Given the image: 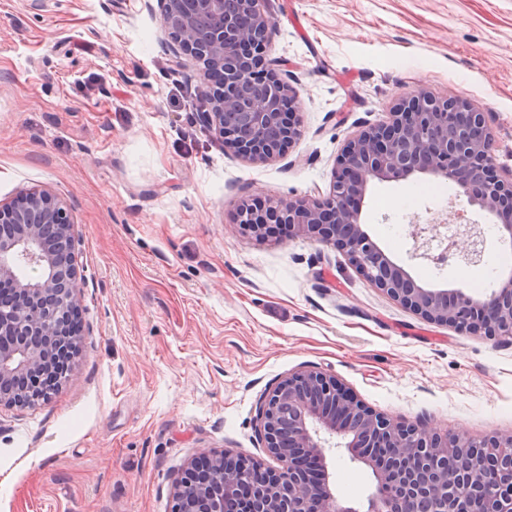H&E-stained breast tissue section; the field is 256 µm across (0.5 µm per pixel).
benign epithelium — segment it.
Masks as SVG:
<instances>
[{
  "label": "benign epithelium",
  "mask_w": 512,
  "mask_h": 512,
  "mask_svg": "<svg viewBox=\"0 0 512 512\" xmlns=\"http://www.w3.org/2000/svg\"><path fill=\"white\" fill-rule=\"evenodd\" d=\"M165 31L174 34V55L202 63L195 75L207 101L200 120L213 127L224 149L269 159L299 138L290 88L266 71L276 32L266 0H156ZM388 124L357 133L336 161L330 194L322 200H279L245 204L238 221L256 237L276 225L290 237L331 244L356 270L396 301L437 323L490 339L512 342V274L498 288L475 297L462 290L424 288L394 263L361 224V203L370 181L426 176L462 189L468 202L494 216L512 242V178L500 179L492 163L493 138L483 113L450 96L417 93L399 102ZM423 258L466 266L483 260L486 241L476 224L411 225ZM74 222L52 192L30 190L0 203V285L13 286L17 301L0 306V406H28L21 386L28 374L63 352L78 351L80 333L69 325L75 310L78 268ZM446 243L439 257L431 245ZM22 265L39 269L18 276ZM266 448L278 470L228 452L202 451L206 474L191 471L176 492L175 512H224L225 502L246 498L245 512H398L400 495L431 501V512H512V483H490L488 470L512 469V432L483 439L441 434L393 422L358 400L335 376L320 370L288 375L259 408ZM343 440L355 460L368 466L376 487L366 510L341 504L329 487L323 435ZM375 448H390L382 457Z\"/></svg>",
  "instance_id": "obj_1"
}]
</instances>
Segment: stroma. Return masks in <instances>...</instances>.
Here are the masks:
<instances>
[{
	"instance_id": "1",
	"label": "stroma",
	"mask_w": 512,
	"mask_h": 512,
	"mask_svg": "<svg viewBox=\"0 0 512 512\" xmlns=\"http://www.w3.org/2000/svg\"><path fill=\"white\" fill-rule=\"evenodd\" d=\"M268 60L296 94L283 154L225 152L199 119L197 64L144 0H0V203L49 189L75 224L82 342L47 400L0 407V512H173L201 451L276 467L257 432L270 387L316 368L395 422L512 432V343L431 322L334 246L259 240L252 199H320L355 133L406 96L483 112L512 175V0H267ZM371 181L364 228L428 288H497L511 246L453 183ZM409 195L393 208L389 199ZM473 223L480 265L416 257L410 225ZM337 499L366 505L370 468L326 452Z\"/></svg>"
}]
</instances>
